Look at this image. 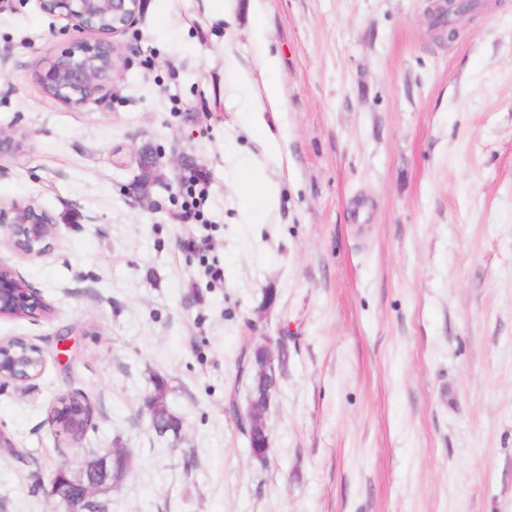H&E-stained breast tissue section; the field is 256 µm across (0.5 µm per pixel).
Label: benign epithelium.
I'll use <instances>...</instances> for the list:
<instances>
[{
	"label": "benign epithelium",
	"mask_w": 512,
	"mask_h": 512,
	"mask_svg": "<svg viewBox=\"0 0 512 512\" xmlns=\"http://www.w3.org/2000/svg\"><path fill=\"white\" fill-rule=\"evenodd\" d=\"M41 10L47 15L64 20L67 26L79 32H95L103 36L93 45L77 41L68 49L51 58L40 73L45 91L53 98L79 108L95 99L102 88L112 83L117 71L114 46L106 36L125 33L133 24L142 6V0H39ZM23 137L0 132V157L18 152ZM139 174L136 176L138 201L148 203L147 189L153 181L161 162L153 151H139ZM0 228L4 230L7 245L23 255H42L50 248L52 231L56 225L53 217L31 202H14L9 207L0 206ZM48 304L12 266L0 261V318L37 319L46 313ZM288 337L264 336L253 352L252 365L258 374L269 381L262 396L249 399L246 410L231 409L233 419L242 427L246 436L260 437V447H272L271 433L266 425L264 412L278 386L281 359L287 349ZM45 366L42 350L23 338L0 342V382L24 384L38 378L42 371L35 366ZM76 401L67 397L58 399L53 417L63 433L77 441L90 424L81 422L91 415L86 406L72 411ZM112 481V454L86 462L78 471L69 468L51 477L46 494L54 501L57 512H104L95 505L92 497L104 493Z\"/></svg>",
	"instance_id": "benign-epithelium-1"
}]
</instances>
